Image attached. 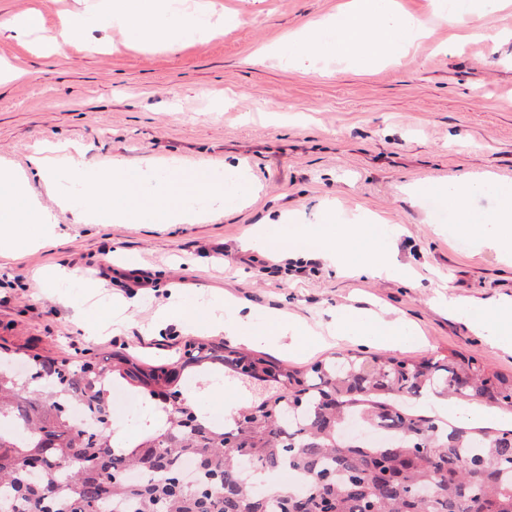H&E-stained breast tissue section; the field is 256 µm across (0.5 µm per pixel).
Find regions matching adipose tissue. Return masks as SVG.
Here are the masks:
<instances>
[{
    "mask_svg": "<svg viewBox=\"0 0 512 512\" xmlns=\"http://www.w3.org/2000/svg\"><path fill=\"white\" fill-rule=\"evenodd\" d=\"M208 14L209 7L203 0L180 20L160 0H106L100 10L68 14L58 29L46 35L45 42L49 49H60L79 41L88 29L109 20L133 30L140 41L149 42L162 35L174 45L187 30L196 28L199 18ZM429 24L428 18L401 12L395 0H349L335 16L289 34L279 52L293 66L312 73L317 70L318 59L334 56L370 68L394 60L401 50L426 34ZM481 190L479 180L464 175L446 182H428L410 191L409 196L416 200L430 194L438 203L449 206L461 235L474 241L480 237L481 225H498V241L504 254L511 256L512 187L501 189L498 208L488 214L477 212L471 206L472 199ZM372 237L369 225L336 224L327 212L321 223L297 224L279 235L275 248L278 252L301 257L321 253L335 266H351L360 276L373 278L384 274L393 279H407L406 267L381 250L372 249L362 259L347 261L346 247L360 245ZM203 308L211 325L246 345L260 341L280 352H295L308 340L305 327L285 317L275 319L268 333L259 339L246 333L244 317L225 315L223 305L207 302ZM474 327L496 346L512 351V298L500 300L488 317L475 322Z\"/></svg>",
    "mask_w": 512,
    "mask_h": 512,
    "instance_id": "1",
    "label": "adipose tissue"
}]
</instances>
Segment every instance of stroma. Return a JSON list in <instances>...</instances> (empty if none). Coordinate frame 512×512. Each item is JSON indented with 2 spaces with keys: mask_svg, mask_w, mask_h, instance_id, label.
<instances>
[{
  "mask_svg": "<svg viewBox=\"0 0 512 512\" xmlns=\"http://www.w3.org/2000/svg\"><path fill=\"white\" fill-rule=\"evenodd\" d=\"M90 0H0V23L39 11L45 28ZM343 0H209L213 13L239 10L222 34L186 33L176 47L158 38L144 44L112 23L78 43L47 51L40 34L20 42L0 35V58L22 78L0 85V162L26 167L39 147L63 146L85 166L111 157L127 165L177 159L245 170L252 191L195 224H81L56 210L49 242L0 258V345L18 353L73 358L70 337L87 354L121 351L143 361L177 360L188 342L224 341L205 318L179 328L156 327L172 294L187 307L220 299L249 311L250 331L271 327L270 310L307 326L302 352L281 355L304 366L347 351L395 352L407 358L462 354L488 370L512 375V352L471 327L477 311L448 315L435 302L441 288L493 305L512 296V262L491 234L469 242L454 224L412 202L410 188L460 175L487 178L472 201L494 211L502 187L512 186V4L496 14L504 41L458 40L434 21L428 37L398 62L361 68L324 62L309 73L265 49L307 23L333 16ZM333 203L346 224L379 216L375 234L413 270L401 282L337 270L314 257L298 279L260 271L278 262L267 244L280 232L265 223L278 212L291 224H316L318 206ZM46 268L70 276L60 291L36 288ZM127 301L118 338L89 339L84 283ZM377 314L401 318L411 333L392 348L378 336L337 338L336 320ZM218 386L207 405L224 423L252 395L224 368L210 366ZM422 412L451 420L509 424L512 416L450 399H427Z\"/></svg>",
  "mask_w": 512,
  "mask_h": 512,
  "instance_id": "stroma-1",
  "label": "stroma"
}]
</instances>
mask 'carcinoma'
Returning <instances> with one entry per match:
<instances>
[{
  "mask_svg": "<svg viewBox=\"0 0 512 512\" xmlns=\"http://www.w3.org/2000/svg\"><path fill=\"white\" fill-rule=\"evenodd\" d=\"M275 391L239 410L229 426L205 423L184 401L166 409L164 427L125 451L111 444L108 382L123 380L154 397L168 371L114 354L104 363L28 357L19 379L0 368V419L18 423L0 434V512H55L44 488L75 485L69 512H512V427L477 426L421 413L422 398L452 397L512 414V376L452 354L415 361L395 355L338 354L304 368L273 363L225 344L185 350L182 367L220 364L239 379ZM82 404L94 425H74L65 408ZM52 449L50 470L30 473L16 456ZM195 461L188 489L176 479ZM299 475L296 487L256 491L243 466ZM112 471L102 488L98 470Z\"/></svg>",
  "mask_w": 512,
  "mask_h": 512,
  "instance_id": "1",
  "label": "carcinoma"
}]
</instances>
